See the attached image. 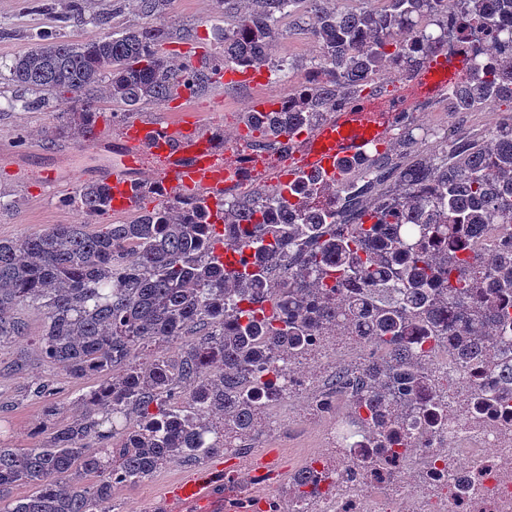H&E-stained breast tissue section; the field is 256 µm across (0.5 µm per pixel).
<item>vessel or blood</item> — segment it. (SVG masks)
<instances>
[{
    "instance_id": "b4317fda",
    "label": "vessel or blood",
    "mask_w": 512,
    "mask_h": 512,
    "mask_svg": "<svg viewBox=\"0 0 512 512\" xmlns=\"http://www.w3.org/2000/svg\"><path fill=\"white\" fill-rule=\"evenodd\" d=\"M464 67L463 57L437 52L419 73L409 77L385 108H378L375 100L363 96L330 112L313 127L289 134V164L297 166L302 177L340 179L348 165L362 161L372 147L392 140L394 129L410 116L415 93L447 90ZM81 150L99 155L118 151V162L107 165L103 176L116 210L135 205L132 177L146 152L163 160L161 183L166 189L215 195L224 188L221 152L213 139L200 133L194 120L185 115L163 126L133 123L123 129L116 144L107 135L95 133ZM163 498L165 512H217L222 505L216 481L194 474L169 485Z\"/></svg>"
}]
</instances>
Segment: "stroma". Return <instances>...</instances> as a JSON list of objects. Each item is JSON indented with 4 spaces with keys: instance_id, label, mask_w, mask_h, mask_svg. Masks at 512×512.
<instances>
[{
    "instance_id": "obj_1",
    "label": "stroma",
    "mask_w": 512,
    "mask_h": 512,
    "mask_svg": "<svg viewBox=\"0 0 512 512\" xmlns=\"http://www.w3.org/2000/svg\"><path fill=\"white\" fill-rule=\"evenodd\" d=\"M91 10L81 16H64L60 0H0V239L17 240L53 224H88L98 230L108 224H121L136 217V210L108 213L93 219L69 202L76 182H45L44 176L65 166H79L88 177H95L106 163L105 157L78 152L68 138L48 142L46 129L57 122L62 107L51 103L28 109L16 102L10 78L14 58L37 42L41 33L55 32L59 39L83 41L104 34H116L125 27L140 23L138 0H90ZM234 11L223 0H171L165 20L173 28L169 43L162 50L194 68L209 70L221 51L220 37L232 23ZM104 15L107 25L94 23V16ZM280 37L274 47L278 56L292 57L299 68H308L317 53V44L309 30L308 18L299 14L279 20ZM257 88L238 84L212 83L195 96H181L167 102H151L128 110L117 104L102 102L99 129L119 137L122 129L134 122L168 123L176 114L194 108L199 128L219 135L226 146L239 144L241 115L260 96ZM20 317L30 325L31 335L0 347V438L10 447L30 448L37 445L34 428L42 418V403L31 396L29 388L38 379L53 380L57 389L58 423L70 422L76 411L75 397L91 389L92 380H75L41 357L33 334L38 333L44 313L22 306ZM324 417L308 405L307 394H294L292 413L283 421L279 436L258 430V449H275L284 466L301 468L306 456L320 447ZM204 476L213 472L211 460L186 464L168 462L161 465L138 486L116 491L110 512H155L161 503L160 492L186 472Z\"/></svg>"
}]
</instances>
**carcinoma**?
Instances as JSON below:
<instances>
[{
    "mask_svg": "<svg viewBox=\"0 0 512 512\" xmlns=\"http://www.w3.org/2000/svg\"><path fill=\"white\" fill-rule=\"evenodd\" d=\"M168 2L139 0L147 21L119 37L44 35L13 60L14 85L36 95L24 106L71 103L44 132L47 140H88L101 99L133 108L192 95L208 81L157 53L170 30L154 18ZM325 2L247 0L224 28L220 65L288 76L294 63L272 54L277 23L303 10L318 45L310 64L328 77L313 94L345 102L410 56L409 27L443 29L448 13V0H384L379 11ZM455 7L462 36L479 28L492 41L476 48L463 81L448 91L454 111L512 103V24L505 23L512 0H455ZM308 97L291 109L245 113L246 140L272 148L317 124L323 113ZM414 144L409 128L372 160L375 180L347 198L345 184H362L360 169L322 183L327 200L291 186L214 207L205 195L170 196L128 224L97 231L53 224L0 239V346L29 335L16 314L28 303L44 311L36 338L43 359L76 380L99 379L73 401L79 414L62 426L54 422L53 381L32 387L44 405V439L25 449L0 443V512H104L115 490L167 462L223 453L224 435L255 431L268 401L283 395L282 377L338 328L389 352V362L364 366L356 383L350 411L365 412L367 434L351 453L357 462L421 448L448 417L442 385L426 368L429 345L443 337L484 379L465 395V412L512 405V340L497 328L512 304V232L492 248L481 244L487 225L512 222V113L482 141L446 135L437 159L404 167L392 160ZM388 177L403 193L398 213L384 210L381 198L364 203ZM420 177L437 183L436 200L421 198ZM71 203L90 218L112 210L99 181L80 184ZM338 208L354 223L331 222ZM219 243L249 252L242 268L225 266ZM173 342L181 343L176 360L137 356L145 344ZM331 474L304 466L288 480L289 494L309 497ZM19 486L29 494L14 496Z\"/></svg>",
    "mask_w": 512,
    "mask_h": 512,
    "instance_id": "carcinoma-1",
    "label": "carcinoma"
}]
</instances>
